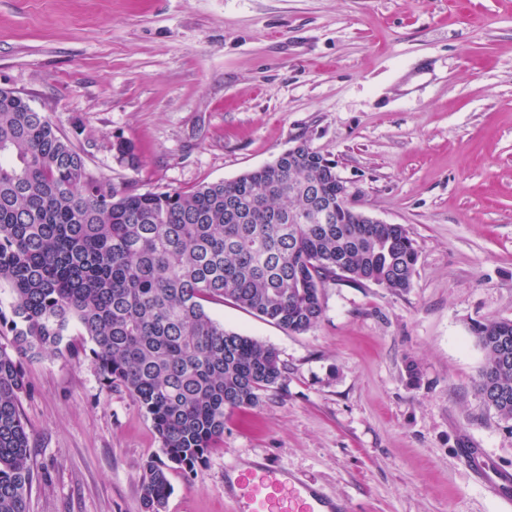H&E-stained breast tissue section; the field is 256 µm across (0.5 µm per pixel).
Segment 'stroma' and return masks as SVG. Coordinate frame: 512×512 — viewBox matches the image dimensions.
<instances>
[{
	"label": "stroma",
	"instance_id": "1",
	"mask_svg": "<svg viewBox=\"0 0 512 512\" xmlns=\"http://www.w3.org/2000/svg\"><path fill=\"white\" fill-rule=\"evenodd\" d=\"M0 87L140 193L231 180L306 140L418 251L405 291L326 284L304 333L208 304L275 347L286 380L225 410L206 465L170 472L164 512H233L225 464L264 458L351 512H502L459 451L512 471L471 332L512 320V0H0ZM24 367L30 512H142L141 465L161 454L145 410L87 357Z\"/></svg>",
	"mask_w": 512,
	"mask_h": 512
}]
</instances>
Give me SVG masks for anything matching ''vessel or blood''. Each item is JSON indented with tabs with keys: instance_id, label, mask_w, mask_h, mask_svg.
Listing matches in <instances>:
<instances>
[{
	"instance_id": "1",
	"label": "vessel or blood",
	"mask_w": 512,
	"mask_h": 512,
	"mask_svg": "<svg viewBox=\"0 0 512 512\" xmlns=\"http://www.w3.org/2000/svg\"><path fill=\"white\" fill-rule=\"evenodd\" d=\"M225 472L233 477L237 487L236 512H348L344 503L294 479L272 462L249 468L232 463L226 466Z\"/></svg>"
}]
</instances>
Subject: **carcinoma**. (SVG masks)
<instances>
[{"instance_id": "1", "label": "carcinoma", "mask_w": 512, "mask_h": 512, "mask_svg": "<svg viewBox=\"0 0 512 512\" xmlns=\"http://www.w3.org/2000/svg\"><path fill=\"white\" fill-rule=\"evenodd\" d=\"M112 151L138 166L131 142ZM322 159L301 146L230 181L138 193L93 174L46 113L0 90V512H29L38 480L21 358L87 350L104 385L140 404L164 455L141 466L142 506L162 512L169 472H197L224 441V409L255 406L285 381L275 347L225 329L204 303L302 333L320 321L330 281L410 287L407 229L362 223ZM473 333L485 353L477 391L512 421V321Z\"/></svg>"}]
</instances>
